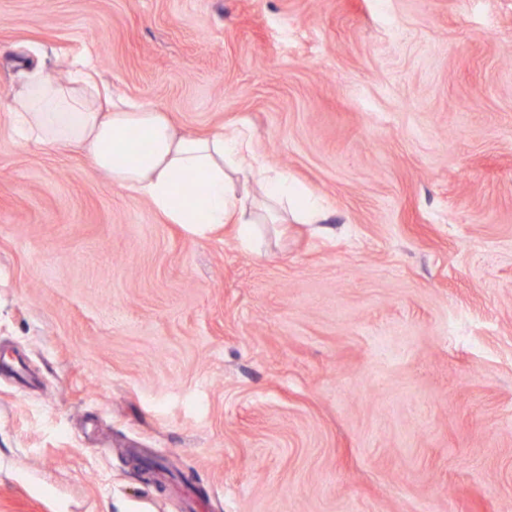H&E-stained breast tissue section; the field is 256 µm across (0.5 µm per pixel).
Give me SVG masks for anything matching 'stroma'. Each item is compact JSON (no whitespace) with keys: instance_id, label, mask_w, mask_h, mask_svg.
<instances>
[{"instance_id":"1","label":"stroma","mask_w":512,"mask_h":512,"mask_svg":"<svg viewBox=\"0 0 512 512\" xmlns=\"http://www.w3.org/2000/svg\"><path fill=\"white\" fill-rule=\"evenodd\" d=\"M83 56L321 220L14 140ZM0 512H512V0H0Z\"/></svg>"}]
</instances>
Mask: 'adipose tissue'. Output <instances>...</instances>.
Segmentation results:
<instances>
[{
    "instance_id": "ef3b65f1",
    "label": "adipose tissue",
    "mask_w": 512,
    "mask_h": 512,
    "mask_svg": "<svg viewBox=\"0 0 512 512\" xmlns=\"http://www.w3.org/2000/svg\"><path fill=\"white\" fill-rule=\"evenodd\" d=\"M96 72L92 62L80 60L68 82L41 74L29 78L11 101L17 139L45 149L83 146L94 171L139 194L168 223L196 237L236 224L244 243L252 244L259 207L272 216L292 203L287 175L255 150L248 129L218 127L203 136L185 135L167 113L120 95L113 97L108 111H99ZM131 129L149 140L148 154L128 150L125 134ZM189 181L203 185L202 197L184 194ZM252 186L259 197L249 194Z\"/></svg>"
}]
</instances>
